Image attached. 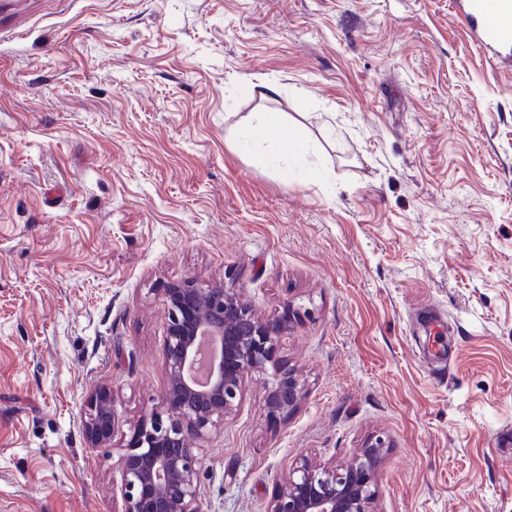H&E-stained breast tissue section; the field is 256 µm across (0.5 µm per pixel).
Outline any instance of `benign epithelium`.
<instances>
[{"label": "benign epithelium", "instance_id": "benign-epithelium-1", "mask_svg": "<svg viewBox=\"0 0 512 512\" xmlns=\"http://www.w3.org/2000/svg\"><path fill=\"white\" fill-rule=\"evenodd\" d=\"M159 296L167 309V388L162 409L131 429L120 457L122 496L125 512H199L191 443L219 429L237 410L244 380L266 377L271 416L290 412L301 399L300 375L278 356L279 339L298 322L300 309L286 302L278 316L263 318L239 291L194 279L162 288ZM114 425L112 392L98 387L84 423L90 444L107 443ZM387 448L378 435L340 467L299 459L269 512H370Z\"/></svg>", "mask_w": 512, "mask_h": 512}]
</instances>
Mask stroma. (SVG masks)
Listing matches in <instances>:
<instances>
[{"mask_svg": "<svg viewBox=\"0 0 512 512\" xmlns=\"http://www.w3.org/2000/svg\"><path fill=\"white\" fill-rule=\"evenodd\" d=\"M460 6L0 0V512H124L167 385L157 291L187 278L307 312L279 346L298 406L247 377L195 441L199 512H268L299 458L377 435L372 512H512V57ZM267 110L324 183L233 141ZM85 434L92 445H104L111 438L115 425L112 392L109 388L98 387L90 395L87 405Z\"/></svg>", "mask_w": 512, "mask_h": 512, "instance_id": "obj_1", "label": "stroma"}]
</instances>
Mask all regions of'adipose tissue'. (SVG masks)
Returning <instances> with one entry per match:
<instances>
[{
	"instance_id": "obj_1",
	"label": "adipose tissue",
	"mask_w": 512,
	"mask_h": 512,
	"mask_svg": "<svg viewBox=\"0 0 512 512\" xmlns=\"http://www.w3.org/2000/svg\"><path fill=\"white\" fill-rule=\"evenodd\" d=\"M300 140L299 132L288 125L281 112L253 113L237 135L239 145L256 162L284 173L303 159Z\"/></svg>"
}]
</instances>
